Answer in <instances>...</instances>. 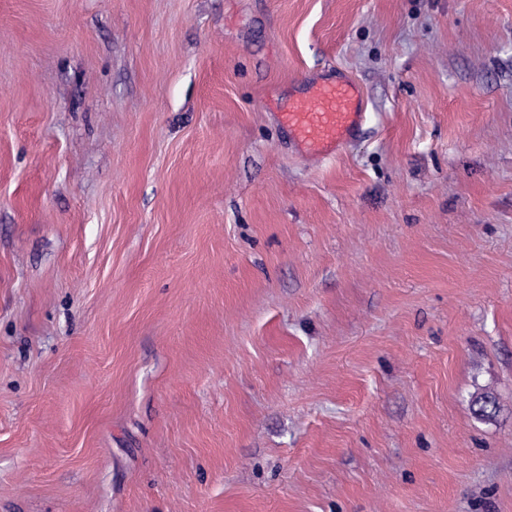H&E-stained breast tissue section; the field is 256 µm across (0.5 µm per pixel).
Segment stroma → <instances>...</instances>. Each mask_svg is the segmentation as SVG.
I'll return each instance as SVG.
<instances>
[{"label":"stroma","mask_w":512,"mask_h":512,"mask_svg":"<svg viewBox=\"0 0 512 512\" xmlns=\"http://www.w3.org/2000/svg\"><path fill=\"white\" fill-rule=\"evenodd\" d=\"M0 512H512V0H0ZM277 118L301 158H335L365 121L362 89L346 75L308 81L305 92L288 96Z\"/></svg>","instance_id":"stroma-1"}]
</instances>
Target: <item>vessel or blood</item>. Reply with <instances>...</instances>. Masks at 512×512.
I'll return each instance as SVG.
<instances>
[{
	"label": "vessel or blood",
	"mask_w": 512,
	"mask_h": 512,
	"mask_svg": "<svg viewBox=\"0 0 512 512\" xmlns=\"http://www.w3.org/2000/svg\"><path fill=\"white\" fill-rule=\"evenodd\" d=\"M277 118L301 158H334L365 121L362 89L346 75L310 81L305 92L289 96Z\"/></svg>",
	"instance_id": "vessel-or-blood-1"
}]
</instances>
